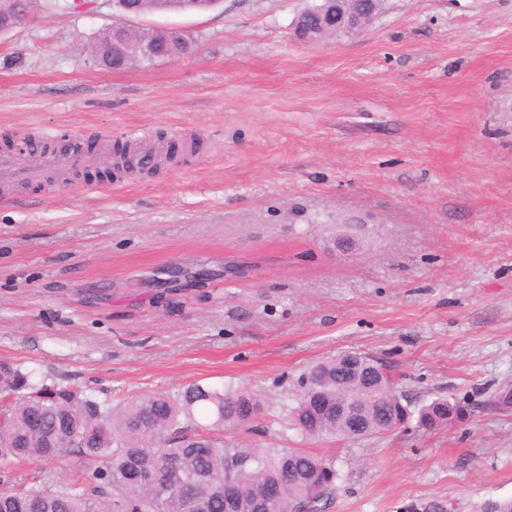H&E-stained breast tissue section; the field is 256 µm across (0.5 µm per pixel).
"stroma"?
Masks as SVG:
<instances>
[{
	"instance_id": "35a3bbf8",
	"label": "stroma",
	"mask_w": 512,
	"mask_h": 512,
	"mask_svg": "<svg viewBox=\"0 0 512 512\" xmlns=\"http://www.w3.org/2000/svg\"><path fill=\"white\" fill-rule=\"evenodd\" d=\"M316 2L128 18L198 50L122 70L92 55L111 0H33L0 36V149L29 130L178 146L151 175L88 165L0 196V359L115 404L232 384L264 412L225 441L332 460L331 512H475L512 498V0H381L367 29L306 45L294 21ZM228 260L255 271L225 279ZM172 266L187 285L167 293ZM344 352L411 409L467 411L302 441L281 405ZM465 414L464 406L451 403L446 398H436L418 411L420 426L434 430L445 426L454 417Z\"/></svg>"
}]
</instances>
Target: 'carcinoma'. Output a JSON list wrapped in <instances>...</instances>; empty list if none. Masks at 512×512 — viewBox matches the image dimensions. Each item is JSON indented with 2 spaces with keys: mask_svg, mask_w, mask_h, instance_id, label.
I'll list each match as a JSON object with an SVG mask.
<instances>
[{
  "mask_svg": "<svg viewBox=\"0 0 512 512\" xmlns=\"http://www.w3.org/2000/svg\"><path fill=\"white\" fill-rule=\"evenodd\" d=\"M117 14L150 12L146 0H112ZM159 54L186 56L196 49L193 36L172 43L164 30H130L123 50L137 58L141 47ZM34 372L0 361V471L26 459L53 462L68 452L83 457L81 475L57 485L46 477L0 484V512H226V484L248 508L276 494L281 512H315L332 498L339 475L332 461L299 448H238L224 444V431L244 429L262 413L253 393L226 385L193 384L176 396L144 394L116 408L77 386L33 382ZM309 389L287 406L289 426L305 440H357L383 435L388 424L412 417L393 391L389 376L374 371L372 359L353 352L314 364L306 373ZM362 400L363 424L336 418V402ZM465 414V408L436 398L418 411L420 426L434 430ZM149 477L140 486L132 473ZM187 483L192 495L159 490L171 475Z\"/></svg>",
  "mask_w": 512,
  "mask_h": 512,
  "instance_id": "cac0c4a2",
  "label": "carcinoma"
}]
</instances>
